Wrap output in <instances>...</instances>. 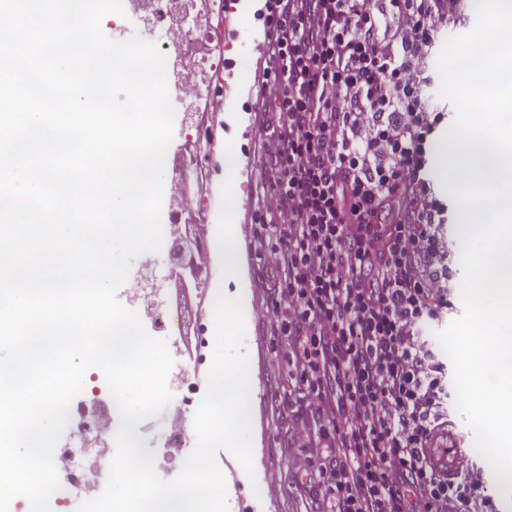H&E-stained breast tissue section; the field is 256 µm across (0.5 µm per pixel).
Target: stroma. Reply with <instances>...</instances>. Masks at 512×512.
I'll return each instance as SVG.
<instances>
[{"label":"stroma","instance_id":"obj_1","mask_svg":"<svg viewBox=\"0 0 512 512\" xmlns=\"http://www.w3.org/2000/svg\"><path fill=\"white\" fill-rule=\"evenodd\" d=\"M123 15L104 19L102 29L111 40L124 41L139 37L158 42L164 37L167 25L155 17H147L139 0H122ZM259 0H241L239 11L232 19L224 36L229 43L223 50L213 52L206 59L208 72L219 65L232 63L240 82L236 92L226 101L222 111H213L205 88L190 91L178 84L175 74H168L170 103L175 111L174 131L164 162V187H171L180 179L179 154L196 142V126L209 129L210 137L201 144L202 152L212 153L216 167L198 171L191 178L189 191L198 195L205 206L209 221L206 238L212 253L214 267L202 274L200 288L187 294L164 291L155 313H146L140 303L131 299L140 272L151 271L156 279L166 278L177 262L178 244L163 241L159 250L138 255L131 266L129 278L117 292L120 303L135 313L146 331L165 340L174 360V370L191 375L199 386H206L208 370L196 367L198 321L213 322L211 309L217 295L240 300L245 325L242 351L248 359L249 380L256 396L250 404L252 418L253 469L245 471L239 460L228 450H219L217 464L224 476L227 494V512H314L321 488L306 490L291 466L290 431L293 413L282 403L288 374L273 368L282 358L284 346L274 336L272 325L260 321L258 312L270 304L268 294L255 287L254 281L264 272L252 242L242 234L244 226L252 224L261 202V177L264 164L261 141L265 137L259 108L262 101L260 80L263 61L253 52L254 36L260 33L262 23L257 17ZM435 191L447 210L443 246L448 252L452 288L448 309L441 320L429 329L436 336L464 312L462 298L463 268L462 243L458 237L461 214L444 190L442 182H435ZM236 257L232 269L224 267L225 251ZM168 410L141 422L140 435L147 449L154 453L157 474L163 480L174 479L181 472L184 456L196 445L195 434H188L184 455L166 454L168 444ZM448 417L462 439L465 453L480 473L483 487L493 503L501 497L490 471L489 463L475 447V433L464 422L456 405H449ZM282 480L279 496H268L265 482L270 473Z\"/></svg>","mask_w":512,"mask_h":512}]
</instances>
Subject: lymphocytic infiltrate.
<instances>
[{"label":"lymphocytic infiltrate","mask_w":512,"mask_h":512,"mask_svg":"<svg viewBox=\"0 0 512 512\" xmlns=\"http://www.w3.org/2000/svg\"><path fill=\"white\" fill-rule=\"evenodd\" d=\"M471 0H274L254 46L269 189L246 237L285 345L293 467L319 512H493L468 457L454 475L444 364L427 336L448 305L445 206L430 180L445 119L426 60Z\"/></svg>","instance_id":"1"}]
</instances>
